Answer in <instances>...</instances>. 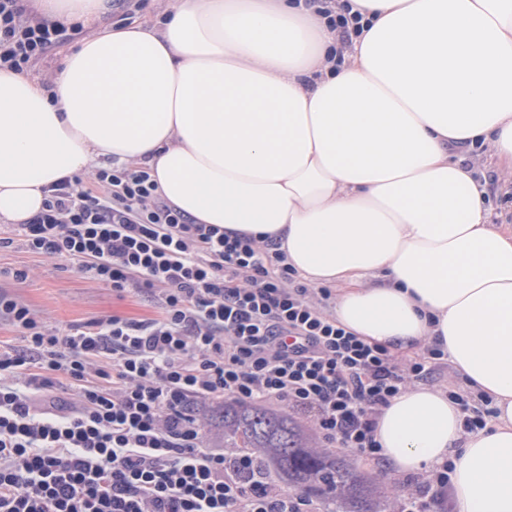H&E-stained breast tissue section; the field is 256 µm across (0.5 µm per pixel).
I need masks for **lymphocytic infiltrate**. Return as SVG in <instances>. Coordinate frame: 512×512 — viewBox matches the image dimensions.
Listing matches in <instances>:
<instances>
[{
    "mask_svg": "<svg viewBox=\"0 0 512 512\" xmlns=\"http://www.w3.org/2000/svg\"><path fill=\"white\" fill-rule=\"evenodd\" d=\"M65 28L0 0V66L21 72ZM94 188L63 181L21 227L27 250L64 258L161 316H112L49 331L0 295L25 351L0 343V512H321L251 455L212 443L203 407H287L321 448L377 456L382 409L430 374L440 349L401 363L337 324L327 288L301 282L282 251L195 224L148 171L100 167ZM73 392L53 394L60 382Z\"/></svg>",
    "mask_w": 512,
    "mask_h": 512,
    "instance_id": "f902f5d3",
    "label": "lymphocytic infiltrate"
}]
</instances>
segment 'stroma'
I'll list each match as a JSON object with an SVG mask.
<instances>
[{
    "mask_svg": "<svg viewBox=\"0 0 512 512\" xmlns=\"http://www.w3.org/2000/svg\"><path fill=\"white\" fill-rule=\"evenodd\" d=\"M87 33L83 26L67 30L59 45L26 69V77L44 85L50 84L66 53ZM448 154L456 161L473 162L474 173L487 187L486 206L492 220L504 219L506 213L512 212V203L504 198L505 192L512 190V176L504 174L488 156L486 148L461 152L452 147ZM1 237L8 239L9 244L0 248V292L29 305L44 318L49 328L58 333L65 334L72 328L85 327L113 315L137 321L160 315L157 303L134 293L117 296L90 274L77 271L66 259L31 254L18 225L0 223ZM16 269L27 270V278H14L12 272Z\"/></svg>",
    "mask_w": 512,
    "mask_h": 512,
    "instance_id": "1",
    "label": "stroma"
}]
</instances>
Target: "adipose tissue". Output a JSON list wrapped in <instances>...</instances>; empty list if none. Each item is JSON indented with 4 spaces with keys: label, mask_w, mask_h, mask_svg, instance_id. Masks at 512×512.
Segmentation results:
<instances>
[{
    "label": "adipose tissue",
    "mask_w": 512,
    "mask_h": 512,
    "mask_svg": "<svg viewBox=\"0 0 512 512\" xmlns=\"http://www.w3.org/2000/svg\"><path fill=\"white\" fill-rule=\"evenodd\" d=\"M91 24L112 0H34ZM348 48L303 0H176L164 20L86 36L50 85L0 67V223L111 159L145 168L198 224L278 244L333 316L390 353L441 349L487 426L404 388L375 437L389 475L452 464L454 512H512V233L448 156L488 144L512 170V0H338Z\"/></svg>",
    "instance_id": "adipose-tissue-1"
}]
</instances>
